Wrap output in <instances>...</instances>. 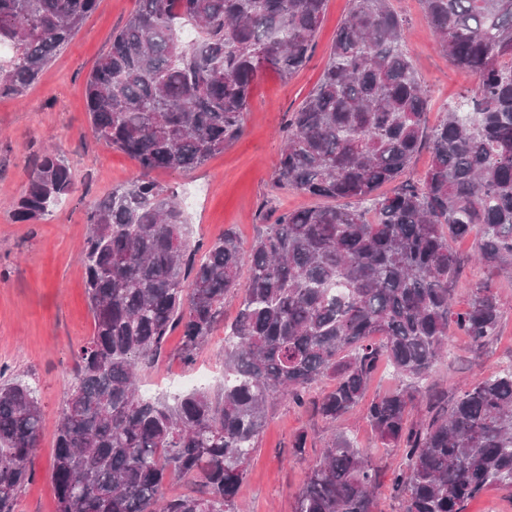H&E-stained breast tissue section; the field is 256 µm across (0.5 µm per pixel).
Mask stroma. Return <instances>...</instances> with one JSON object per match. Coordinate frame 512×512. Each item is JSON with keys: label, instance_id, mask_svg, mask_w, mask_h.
Here are the masks:
<instances>
[{"label": "stroma", "instance_id": "obj_1", "mask_svg": "<svg viewBox=\"0 0 512 512\" xmlns=\"http://www.w3.org/2000/svg\"><path fill=\"white\" fill-rule=\"evenodd\" d=\"M391 3L406 20L407 50L431 91L433 113L471 94L476 85L473 75L436 48L420 0ZM351 6V0H327L312 57L304 68L286 80L272 71L258 78L245 115V131L237 142L197 170L155 172L159 183L177 192L190 217L192 241L209 245L230 228L247 248L260 224L273 222L285 211L317 206V198L274 189V168L288 115L315 87ZM136 7L137 0H97L70 43L22 97L0 96V376L34 374L44 416L35 478L21 494L19 512L56 510L55 425L73 381L75 354L92 333L84 271L77 259L87 234L86 213L113 187L139 174L134 160L94 137L85 99L88 75L108 51L113 32ZM50 146L64 155L73 190L45 218L19 221L13 204L23 194L35 160ZM499 291L507 312L502 332L482 362L474 361L465 337L449 334L448 352L436 366V377L448 390L482 380L512 362V282L501 283ZM179 339V332L170 334L169 352L142 374V390L172 393L176 381L204 373L210 392L220 393L223 331L215 332L190 367L170 354ZM269 414L238 491L239 512H293L309 465L321 457L324 424L320 419L283 401L274 402ZM301 429L313 432L314 439L299 462L291 458L288 441ZM337 429L353 437L379 463L378 512H402L392 492L402 463L400 452L378 447L361 412L347 416Z\"/></svg>", "mask_w": 512, "mask_h": 512}]
</instances>
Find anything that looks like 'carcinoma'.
I'll list each match as a JSON object with an SVG mask.
<instances>
[{
  "label": "carcinoma",
  "instance_id": "obj_1",
  "mask_svg": "<svg viewBox=\"0 0 512 512\" xmlns=\"http://www.w3.org/2000/svg\"><path fill=\"white\" fill-rule=\"evenodd\" d=\"M326 2L138 0L88 76L94 136L140 174L87 212L78 259L93 331L55 432L56 512H236L276 400L330 428L294 512H374L378 465L335 424L382 361L400 384L363 419L381 447L403 451L393 481L403 512H465L491 486L512 490V366L451 400L434 377L449 328L480 354L504 316L495 282L512 276V0H420L438 49L477 80L464 108L431 127L406 22L390 0H352L315 89L287 119L275 176L354 207L283 212L247 250L226 230L201 256L175 193L151 177L200 167L240 139L253 84L306 66ZM95 3L0 0V46L12 53L0 96H23ZM425 136L428 169L400 180ZM71 190L64 159L43 152L17 219L46 216ZM469 236L484 279L459 310L451 243ZM229 297L239 305L224 328L221 397L144 395L138 373L170 333L181 329L174 355L195 362ZM325 381L333 387L314 394ZM418 405L428 416L414 422ZM42 427L36 383L0 382V512H18ZM308 438L292 437V459ZM181 479L198 493L165 496Z\"/></svg>",
  "mask_w": 512,
  "mask_h": 512
}]
</instances>
